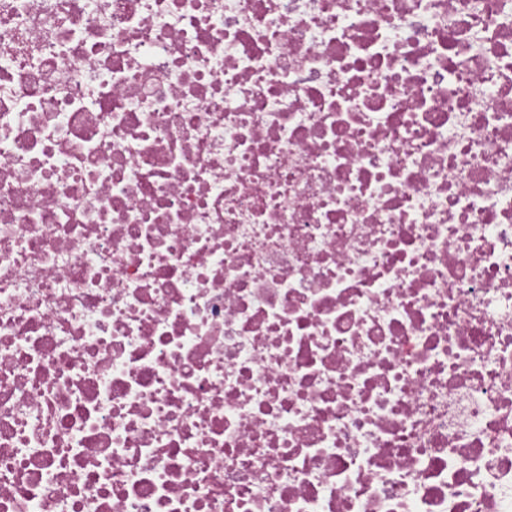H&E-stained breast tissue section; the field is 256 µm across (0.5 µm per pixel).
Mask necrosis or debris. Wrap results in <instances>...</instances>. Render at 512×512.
<instances>
[{
	"label": "necrosis or debris",
	"instance_id": "necrosis-or-debris-1",
	"mask_svg": "<svg viewBox=\"0 0 512 512\" xmlns=\"http://www.w3.org/2000/svg\"><path fill=\"white\" fill-rule=\"evenodd\" d=\"M0 512H512V0H0Z\"/></svg>",
	"mask_w": 512,
	"mask_h": 512
}]
</instances>
